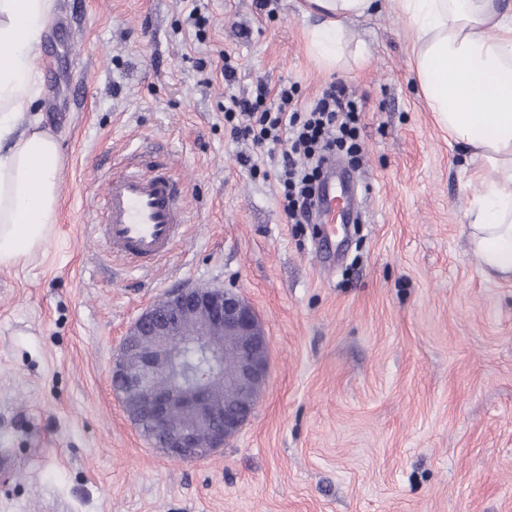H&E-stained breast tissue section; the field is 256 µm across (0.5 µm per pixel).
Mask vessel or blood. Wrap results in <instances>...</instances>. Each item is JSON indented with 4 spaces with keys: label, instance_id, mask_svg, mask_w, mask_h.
<instances>
[{
    "label": "vessel or blood",
    "instance_id": "1",
    "mask_svg": "<svg viewBox=\"0 0 512 512\" xmlns=\"http://www.w3.org/2000/svg\"><path fill=\"white\" fill-rule=\"evenodd\" d=\"M103 197L101 238L113 256L145 269L171 252L186 222V208L180 180L167 168L126 166L105 183ZM338 201L336 179L327 176L319 189L320 223H342Z\"/></svg>",
    "mask_w": 512,
    "mask_h": 512
}]
</instances>
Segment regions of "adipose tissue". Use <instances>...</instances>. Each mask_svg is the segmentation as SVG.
<instances>
[{"instance_id": "1", "label": "adipose tissue", "mask_w": 512, "mask_h": 512, "mask_svg": "<svg viewBox=\"0 0 512 512\" xmlns=\"http://www.w3.org/2000/svg\"><path fill=\"white\" fill-rule=\"evenodd\" d=\"M412 33L417 84L449 140L475 164L477 201L467 212L482 274L512 281V5L507 0H391ZM55 0H0V268L35 256L48 238L58 197L55 135L19 115L41 95L32 49ZM315 17L310 56L323 69L346 58L348 22L378 0H302Z\"/></svg>"}]
</instances>
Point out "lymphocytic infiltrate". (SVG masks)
Here are the masks:
<instances>
[{"label": "lymphocytic infiltrate", "mask_w": 512, "mask_h": 512, "mask_svg": "<svg viewBox=\"0 0 512 512\" xmlns=\"http://www.w3.org/2000/svg\"><path fill=\"white\" fill-rule=\"evenodd\" d=\"M266 88L255 99L229 97L224 119L234 137L259 148L287 143L272 170L283 210L293 221L307 218L324 165L343 151L355 154L361 110L341 86L332 84L307 107H299L293 88L281 87L276 102H267Z\"/></svg>", "instance_id": "1"}]
</instances>
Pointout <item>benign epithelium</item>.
Wrapping results in <instances>:
<instances>
[{"mask_svg": "<svg viewBox=\"0 0 512 512\" xmlns=\"http://www.w3.org/2000/svg\"><path fill=\"white\" fill-rule=\"evenodd\" d=\"M193 316L189 330L183 322ZM183 341L211 358L231 354L230 378L194 380L183 362L170 356ZM269 376V344L263 324L240 294L221 288L186 286L147 306L122 337L112 359V379L130 421L170 457L201 461L224 447L253 416ZM233 392L236 405L224 406L213 389ZM177 410L189 421L170 423Z\"/></svg>", "mask_w": 512, "mask_h": 512, "instance_id": "obj_1", "label": "benign epithelium"}]
</instances>
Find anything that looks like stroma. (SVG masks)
I'll return each instance as SVG.
<instances>
[{"mask_svg":"<svg viewBox=\"0 0 512 512\" xmlns=\"http://www.w3.org/2000/svg\"><path fill=\"white\" fill-rule=\"evenodd\" d=\"M312 23L295 0H55L33 110L60 137L57 206L42 254L0 269V512H512V281L469 250L464 158L390 0L349 23L343 71L310 57ZM333 82L364 104L345 239L289 223L224 121L258 84L307 105ZM133 152L182 175L188 215L141 271L99 239ZM185 284L239 292L271 353L250 421L194 463L151 447L111 381L134 319Z\"/></svg>","mask_w":512,"mask_h":512,"instance_id":"stroma-1","label":"stroma"}]
</instances>
